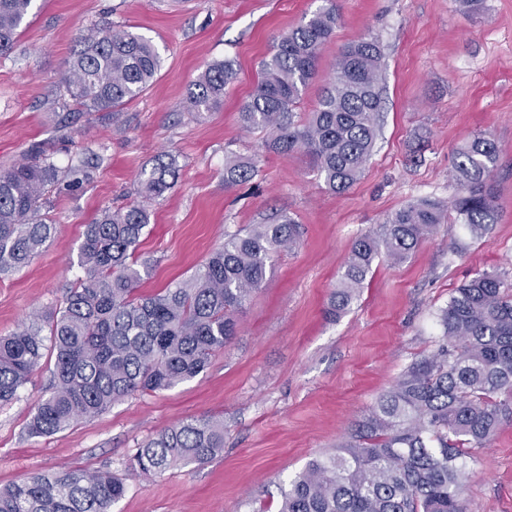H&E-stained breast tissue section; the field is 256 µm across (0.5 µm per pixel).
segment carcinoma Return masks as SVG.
<instances>
[{
    "label": "carcinoma",
    "mask_w": 512,
    "mask_h": 512,
    "mask_svg": "<svg viewBox=\"0 0 512 512\" xmlns=\"http://www.w3.org/2000/svg\"><path fill=\"white\" fill-rule=\"evenodd\" d=\"M33 2L0 0L1 56L14 48ZM336 21L335 0H324L278 37L239 114L243 128L272 134L273 149L304 152L325 188L341 194L360 179L375 147L384 72L377 39L360 37L340 50L316 109L296 112ZM78 43L63 83L90 112L135 100L160 68L152 40L125 27L90 28ZM233 77L230 63L209 65L192 84L191 108L219 110ZM498 156L486 132L455 151V220L475 237L498 220L491 179ZM178 173L175 156H158L150 171L141 172V194L162 198ZM257 175L255 164L224 155L225 187ZM89 177L84 161L62 170L41 145L0 172V274L28 264L54 234L55 225L40 214L42 201ZM149 222L140 206L101 213L87 225L79 250L77 263L87 277L69 289L64 306L35 311L0 336V402L17 397L45 350L55 353L51 386L26 423L28 436L56 434L134 392L169 390L200 375L235 336L237 316L265 282L271 254L296 245L301 233L285 214L243 234L227 232L224 245L190 278L141 296L136 285L147 266L135 267L134 255ZM446 223L440 203L421 199L393 212L380 234L356 238L330 293L328 314L349 310L380 254L401 263ZM439 322L436 350L407 366L335 453L310 460L289 481L279 512H467L466 459L512 417V272L475 273L452 293ZM223 451L224 421L190 419L142 443L129 467L159 476L177 463L204 464ZM124 493L123 480L110 472L64 467L0 488V512H111Z\"/></svg>",
    "instance_id": "cac0c4a2"
}]
</instances>
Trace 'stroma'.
<instances>
[{"instance_id": "35a3bbf8", "label": "stroma", "mask_w": 512, "mask_h": 512, "mask_svg": "<svg viewBox=\"0 0 512 512\" xmlns=\"http://www.w3.org/2000/svg\"><path fill=\"white\" fill-rule=\"evenodd\" d=\"M339 21L320 53L328 74L341 48L364 35L384 47L381 135L361 179L326 191L310 160L271 150L268 132L243 130L238 108L274 37L321 0H35L13 51L0 57V171L40 142L59 167L76 154L99 162L89 180L51 197L56 230L28 266L0 278V336L33 310L56 309L85 272L75 262L86 224L102 211L146 207L136 251L150 264L147 295L189 278L224 241L251 224L292 216L303 234L277 251L262 287L237 317L236 335L207 369L173 389L138 392L47 437L23 428L55 365L45 353L30 382L0 405V487L68 466L108 471L125 493L111 512H279L289 479L335 451L352 421L441 334L437 315L483 270H512V0H485L467 16L457 0H335ZM130 26L161 58L154 82L127 105L89 112L63 90L78 39L103 25ZM232 61L223 107L198 113L188 91L210 64ZM477 131L501 152L493 172L498 222L483 236L440 227L405 262L378 257L357 300L336 319L328 297L352 241L378 232L407 203L450 206L452 156ZM250 158L252 181L224 185V155ZM179 161L159 200L138 193L158 155ZM224 420V450L159 477L128 465L142 441L190 418ZM467 512H512V422L469 463Z\"/></svg>"}]
</instances>
